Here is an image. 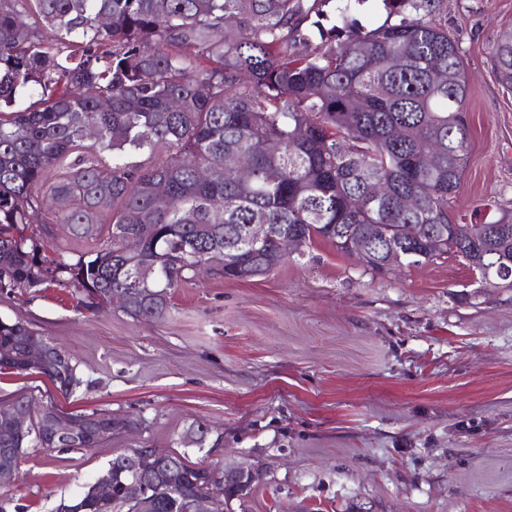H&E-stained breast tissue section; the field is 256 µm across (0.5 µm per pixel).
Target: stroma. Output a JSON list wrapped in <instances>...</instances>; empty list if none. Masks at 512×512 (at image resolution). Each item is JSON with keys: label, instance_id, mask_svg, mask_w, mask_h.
<instances>
[{"label": "stroma", "instance_id": "stroma-1", "mask_svg": "<svg viewBox=\"0 0 512 512\" xmlns=\"http://www.w3.org/2000/svg\"><path fill=\"white\" fill-rule=\"evenodd\" d=\"M468 90V162L455 216L512 210V91L491 63L512 0H448ZM161 323L89 313L73 288L0 294V318L48 336L85 381L0 374L63 411L137 420L111 440L28 449L0 512H55L116 454L145 444L191 461L251 465L263 478L227 512H512V286L487 288L448 254L386 273L313 241L267 277L207 275ZM196 421L205 450L180 442Z\"/></svg>", "mask_w": 512, "mask_h": 512}]
</instances>
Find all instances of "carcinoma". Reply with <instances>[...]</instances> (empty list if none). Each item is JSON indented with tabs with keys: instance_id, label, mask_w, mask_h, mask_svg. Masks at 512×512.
<instances>
[{
	"instance_id": "cac0c4a2",
	"label": "carcinoma",
	"mask_w": 512,
	"mask_h": 512,
	"mask_svg": "<svg viewBox=\"0 0 512 512\" xmlns=\"http://www.w3.org/2000/svg\"><path fill=\"white\" fill-rule=\"evenodd\" d=\"M367 2L0 0V290L64 285L94 313L100 296L123 289V314L161 320L170 291L204 267L227 280L268 275L284 262L283 234L344 255L356 254L355 238L379 251L404 243L406 266L454 251L472 271L490 269L483 281L512 286V235L493 229L512 225V211L476 224L451 214L469 142L465 67L445 0H375L383 19L370 26L350 18ZM492 61L511 90L512 36L493 46ZM88 126L98 130L90 145ZM161 146L164 160H133ZM427 152L436 165L422 171L415 160ZM242 156L249 179L237 171ZM49 206L69 230L66 247L46 226L27 234ZM249 224L270 225L274 237L249 246ZM441 229L437 252L429 238ZM39 344L54 355L34 365L28 349ZM4 372L42 374L65 395L82 384L72 358L19 320H0ZM12 401L30 428L0 420V448L21 449L19 464L29 448L57 447L43 430L55 404L26 393ZM77 418L78 447L112 437L100 412ZM124 456L106 470L111 500L91 483L72 502L138 512L122 490ZM197 466L186 453L158 464L153 512H185L184 498L212 492Z\"/></svg>"
}]
</instances>
